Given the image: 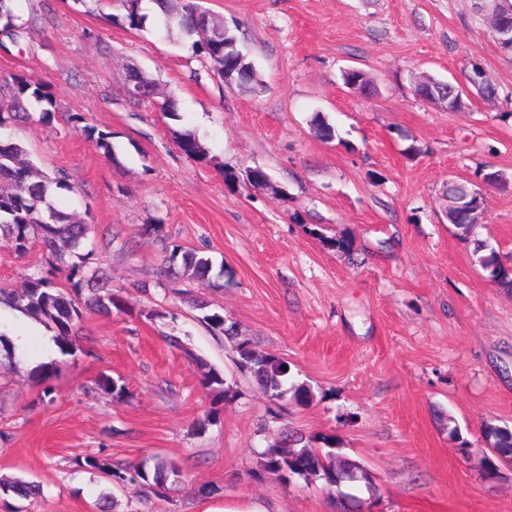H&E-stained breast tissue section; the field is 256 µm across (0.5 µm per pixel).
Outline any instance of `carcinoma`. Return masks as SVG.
Segmentation results:
<instances>
[{"label": "carcinoma", "instance_id": "1", "mask_svg": "<svg viewBox=\"0 0 512 512\" xmlns=\"http://www.w3.org/2000/svg\"><path fill=\"white\" fill-rule=\"evenodd\" d=\"M14 0H0V47L7 50L19 40L22 26L16 23ZM126 10L125 19L131 27L142 24L140 0H120ZM159 7L161 29L170 32L178 29L194 38L193 51L210 64L211 70L227 83L248 86L254 78L252 63L236 48L235 36L224 26V18L213 14L201 0H154ZM344 85L366 91L370 80L361 70L344 71ZM38 114V122L49 126L53 122L58 105L47 85L32 77L12 74L0 75V236L10 241L13 249L26 253L38 245L51 257L50 267L44 272L30 274L22 287L0 288V304H8L18 311L39 318L55 331V343L61 352L72 354L80 349L73 339V327L83 319V314L93 311L112 314L116 305L111 276L100 267L89 265L92 254L93 225L86 219L58 209L52 197L57 190L71 191L69 175L63 169L51 174L40 173L27 158L25 146L7 133L12 126ZM96 137L103 157L115 160L112 149V132L88 128ZM178 146L189 157L204 158L206 150L199 138L191 131L176 132ZM447 196L453 202L448 209V223L460 235L468 236L472 225L464 223L461 211L471 213L470 220L477 223L485 212V199L480 191L464 184L448 186ZM481 265L490 277L502 285H512V262H503L495 250L480 257ZM68 270V287L61 288L53 281L54 274ZM213 262L206 255L180 245L164 249L161 277L165 290L172 294L184 293L181 286L212 278ZM202 320L213 332L235 337L237 333L225 326L224 315L206 313ZM236 352L239 368L250 372L262 388L268 400L278 405L290 397L297 402H307L310 390L303 384L288 385V362L280 357L258 354L247 338L237 340ZM200 371V385L210 397V406L197 428L203 430L221 419L224 402L234 396L226 385L224 375L198 357L190 356ZM100 391L121 399L127 394L125 384L109 375L97 380ZM485 439L498 448H512V433L486 424ZM335 439L326 435L306 436L302 433L282 435L271 441L261 452L264 471L284 480L294 476L318 479L325 487L359 479L371 487L369 476L354 461L334 452ZM83 465L112 475L119 481L138 482L151 487L158 495L165 493L169 481H177L180 469L163 461L148 464L144 461L133 470L114 466L107 460L88 456ZM0 493L13 494L22 499L41 495L40 485L25 480H0Z\"/></svg>", "mask_w": 512, "mask_h": 512}]
</instances>
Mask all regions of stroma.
<instances>
[{
    "mask_svg": "<svg viewBox=\"0 0 512 512\" xmlns=\"http://www.w3.org/2000/svg\"><path fill=\"white\" fill-rule=\"evenodd\" d=\"M478 0H205L236 27L253 61L248 88L228 86L180 32L164 33L149 5L141 27L118 0H14L26 31L0 52V73L47 84L52 126L13 127L44 171L65 170L61 207L95 227L93 260L120 298L112 315L86 314L82 350L56 354L48 384L30 376L54 332L0 305V479L42 485V499L1 498L0 512H219L256 502L271 512H337L321 481L283 480L260 454L281 429L335 436L369 483L350 487L355 512H512V468L488 475L485 424L512 429V288L491 280L476 242L512 259V54L494 41ZM177 104L178 119L131 107L129 66ZM364 71L376 91L345 87ZM481 70L496 89L482 97ZM461 86L465 109L419 98L412 76ZM323 113L338 136L311 123ZM82 114L112 133L116 161L69 122ZM196 133L207 159L186 156L175 133ZM239 179L224 182L225 169ZM255 168L270 176L254 187ZM501 173L504 185L483 176ZM481 190L487 210L471 235L448 224L446 183ZM154 226L143 234V226ZM321 236H314V227ZM347 240L343 252L329 239ZM178 244L224 267L182 295L157 287L162 248ZM41 247L25 254L0 237V288L47 269ZM153 283L143 295L136 283ZM261 354L287 360L307 403L272 418L262 390L237 368L234 340L198 319L196 301ZM180 336L184 349L165 335ZM222 370L235 396L223 417L194 431L209 398L191 355ZM128 394H101V374ZM52 387L44 396V387ZM101 454L136 467L176 464L165 496L108 482L77 459ZM210 494H201V487Z\"/></svg>",
    "mask_w": 512,
    "mask_h": 512,
    "instance_id": "1",
    "label": "stroma"
}]
</instances>
